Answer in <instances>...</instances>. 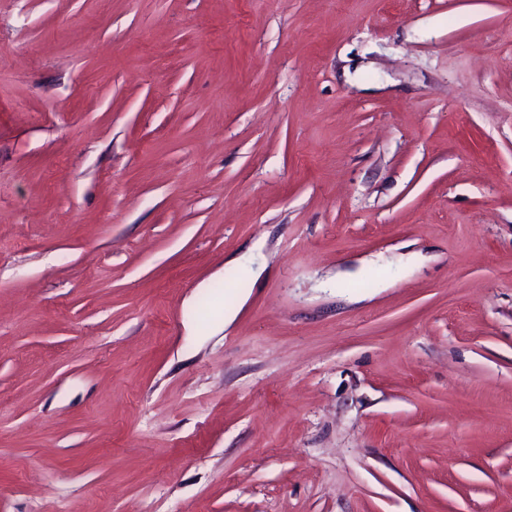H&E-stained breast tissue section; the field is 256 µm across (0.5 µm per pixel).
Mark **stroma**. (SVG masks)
Here are the masks:
<instances>
[{
    "instance_id": "obj_1",
    "label": "stroma",
    "mask_w": 512,
    "mask_h": 512,
    "mask_svg": "<svg viewBox=\"0 0 512 512\" xmlns=\"http://www.w3.org/2000/svg\"><path fill=\"white\" fill-rule=\"evenodd\" d=\"M0 512H512V0H0Z\"/></svg>"
}]
</instances>
